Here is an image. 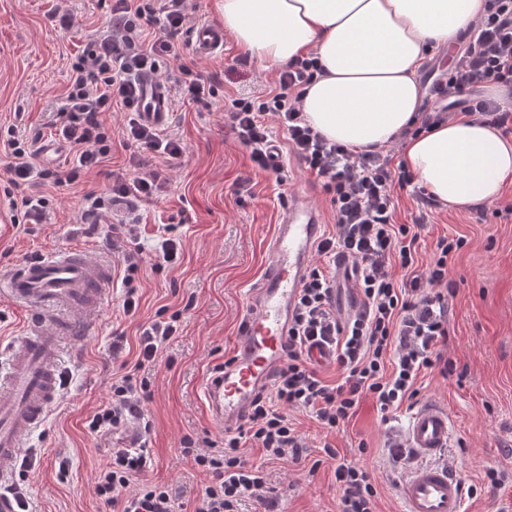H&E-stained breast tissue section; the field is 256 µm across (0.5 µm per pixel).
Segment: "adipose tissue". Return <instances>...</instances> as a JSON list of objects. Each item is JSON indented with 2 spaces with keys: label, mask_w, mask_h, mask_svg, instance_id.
I'll use <instances>...</instances> for the list:
<instances>
[{
  "label": "adipose tissue",
  "mask_w": 512,
  "mask_h": 512,
  "mask_svg": "<svg viewBox=\"0 0 512 512\" xmlns=\"http://www.w3.org/2000/svg\"><path fill=\"white\" fill-rule=\"evenodd\" d=\"M485 0H218L224 30L274 70L315 55L323 67L301 98L326 138L364 151L392 145L422 96L418 74L432 44L454 42ZM403 160L441 204L496 199L512 177V141L474 117L405 139Z\"/></svg>",
  "instance_id": "adipose-tissue-1"
}]
</instances>
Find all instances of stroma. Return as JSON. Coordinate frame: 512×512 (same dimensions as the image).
<instances>
[{
  "mask_svg": "<svg viewBox=\"0 0 512 512\" xmlns=\"http://www.w3.org/2000/svg\"><path fill=\"white\" fill-rule=\"evenodd\" d=\"M112 5L113 0H0V133L11 127L17 137H37V164L60 172L68 167L70 153L58 140L54 122L69 64L111 16ZM175 45V57L160 60L157 77L170 86L172 115L166 131L183 144L180 157H145L123 137L124 110L105 113L112 128L110 159L72 189L45 185L53 202L33 224L14 216L7 195L8 160L0 156V272L27 257L73 247L111 264L114 274L102 305L88 318V334L64 342L65 386L42 426L26 439L24 451L31 463L26 490L33 512H113L93 491L97 473L110 460L112 441L91 434L86 420L107 401L122 364L136 363L141 326L163 306L180 312L182 330L148 369L152 394L144 412L151 422L147 442L152 466L142 479L170 486L178 512H194L210 478L182 455L180 441L186 435L201 441L224 435L202 400L201 383L232 355L250 291L266 267V242L286 201L294 195L307 197L322 215L326 232L336 230L329 195L290 151L285 133L271 129L287 169L279 180L253 166L224 114L227 99L273 90L276 72L246 58L229 37L223 54L210 59L192 51L185 32L176 36ZM182 63L210 77V108L182 98L175 84ZM148 168L166 170L162 192L149 201L128 199L102 210L100 226L83 223L85 194L107 192L113 174L130 178ZM394 195L397 223L421 219L426 224L421 256L429 255L437 238L465 240L450 268L457 292L449 300L446 354L457 373L447 378L424 374L419 398L448 410L453 433L439 461L472 487L465 497L468 512H512V482L495 488L486 477L492 469L512 474V222L492 215L496 203H512V182H506L498 202L461 209L424 207L406 190ZM123 221L144 227L140 306L132 316L121 309L124 255L107 237ZM165 224L180 239L182 255L176 267L160 270L155 235ZM116 335L123 338L117 352L112 349ZM411 415L403 408L382 418L367 400L334 433L309 412L293 411L308 445L307 462H273L261 449H243L245 459L265 469L272 499L245 495L239 512H336L334 461L310 467L312 460H320L326 443L370 472L378 487V512H398V484L408 467L390 460L387 444L391 435H405ZM362 444L367 447L363 454L358 451ZM61 457L70 462L64 481L56 466Z\"/></svg>",
  "mask_w": 512,
  "mask_h": 512,
  "instance_id": "1",
  "label": "stroma"
}]
</instances>
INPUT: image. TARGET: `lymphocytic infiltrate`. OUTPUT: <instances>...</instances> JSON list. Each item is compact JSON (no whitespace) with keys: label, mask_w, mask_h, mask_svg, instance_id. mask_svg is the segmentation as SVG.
<instances>
[{"label":"lymphocytic infiltrate","mask_w":512,"mask_h":512,"mask_svg":"<svg viewBox=\"0 0 512 512\" xmlns=\"http://www.w3.org/2000/svg\"><path fill=\"white\" fill-rule=\"evenodd\" d=\"M185 17L179 0H115L109 24L70 64L59 133L70 145L72 167L55 173L36 169L37 152L29 142L13 135L0 141V151L11 159L7 172L13 210L41 220L49 205L39 190L42 181L67 188L101 166L112 150V131L102 115L115 107L128 112L125 134L141 151L171 158L182 154L178 139L141 123L136 112L142 76L157 71L159 58L174 56L173 39ZM148 27L155 35L146 44L141 36ZM321 72L315 56L293 60L280 71L275 91L263 98L232 100L228 116L254 167L266 172L281 173L283 166L264 116H273L286 130L295 156L315 175L334 210L336 232L320 240L316 253L351 260L360 304L350 317L340 319L332 305L329 277L317 268L307 272L289 317L285 357L274 371L270 390L254 396L245 424L225 432L223 442H210L205 452L192 437L181 441L182 454L212 476L196 512H239L243 495L268 493L263 468L248 465L241 455L246 444L263 448L272 460L302 461L306 444L289 410L310 411L333 431L354 417L362 401L372 400L386 415L414 402L421 373L435 371L445 377L453 371L442 349L449 336L448 299L456 288L449 266L464 240L440 237L429 259L420 258L418 225L394 221V190L411 186L414 174L394 163L390 152L354 150L329 141L307 123L301 97ZM486 83L512 90V0H487L473 36L430 88L444 108L422 116L420 131L445 122L454 110L512 134V108L480 95L478 88ZM166 182L159 169L141 177L113 176L109 195H86L85 211L93 215L128 197L151 200ZM180 327V312L162 309L143 326L136 367L113 381L108 400L87 422L91 432L144 421L150 381L138 370L155 362ZM316 344L329 349L339 373L336 384H328L307 362L305 353ZM322 451L336 462L338 512H376L378 488L369 472L340 458L331 444H324ZM150 465L146 447L113 449L96 477L97 496L120 512H176V497L168 487L146 483L129 492L131 481Z\"/></svg>","instance_id":"1"}]
</instances>
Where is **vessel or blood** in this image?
Instances as JSON below:
<instances>
[{
	"instance_id": "obj_1",
	"label": "vessel or blood",
	"mask_w": 512,
	"mask_h": 512,
	"mask_svg": "<svg viewBox=\"0 0 512 512\" xmlns=\"http://www.w3.org/2000/svg\"><path fill=\"white\" fill-rule=\"evenodd\" d=\"M201 57L224 50V30L211 22L196 24L188 35ZM139 120L167 126L171 116L166 87L152 77L141 80ZM323 235L321 214L302 197L290 198L268 244L266 272L250 295L242 337L233 362L202 384L203 400L224 428L239 425L258 390L267 385L284 356L288 316L298 298L310 257ZM112 270L75 249L25 259L0 277L7 292L32 316L0 375V512H24L23 503L7 489L20 463L24 441L45 420L61 390L60 342L82 334L87 317L99 309ZM445 408L423 402L408 425L407 444L421 466L400 484L402 512H465L463 485L455 471L433 464L451 438Z\"/></svg>"
}]
</instances>
